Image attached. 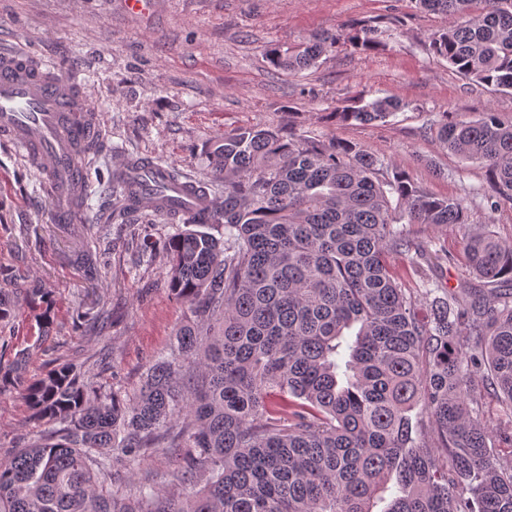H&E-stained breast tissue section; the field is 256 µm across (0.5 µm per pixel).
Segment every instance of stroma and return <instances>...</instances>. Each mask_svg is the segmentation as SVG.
<instances>
[{"label":"stroma","mask_w":512,"mask_h":512,"mask_svg":"<svg viewBox=\"0 0 512 512\" xmlns=\"http://www.w3.org/2000/svg\"><path fill=\"white\" fill-rule=\"evenodd\" d=\"M359 20L377 22L379 50L366 54L341 42L296 75L265 57L267 47L332 36ZM447 23L411 0H151L139 16L124 0H0V50L24 45L59 76L80 73L102 144L88 167L86 221L62 224L41 173L0 141V267L11 273V287L45 288L54 315L44 337L26 304L19 318L0 323V341L8 344L0 357L30 353L24 375L0 392V458L54 429L24 399L34 379L67 364L80 383L134 398L190 316L167 285L163 244L174 224L149 211L112 221L96 193L112 176V150L212 182L207 149L217 136L285 128L360 144L438 197L488 188L485 169L448 152L429 126L442 112L476 119L493 110L511 118L512 94L462 78L433 54L431 40ZM361 95L390 97L404 108L384 123H336L332 111ZM212 184L215 200H223V183ZM409 230L423 243L445 245L450 262L432 269L443 286L468 278L454 232L421 224Z\"/></svg>","instance_id":"stroma-1"}]
</instances>
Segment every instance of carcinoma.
Masks as SVG:
<instances>
[{
    "instance_id": "cac0c4a2",
    "label": "carcinoma",
    "mask_w": 512,
    "mask_h": 512,
    "mask_svg": "<svg viewBox=\"0 0 512 512\" xmlns=\"http://www.w3.org/2000/svg\"><path fill=\"white\" fill-rule=\"evenodd\" d=\"M448 18L431 49L466 79L512 92V0H414ZM357 21L334 37L271 47V66H314L343 39L382 46ZM401 110L359 96L336 109L368 125ZM430 130L489 173L475 193L512 202V119L439 114ZM224 202L185 211L169 235L168 280L192 318L149 367L137 396L78 383L69 366L25 399L64 432L0 458V512H512V241L469 222L468 197L427 193L356 143L240 128L210 145ZM140 212L112 179V214ZM224 224V242L191 229ZM458 232L479 288L429 277L432 251L398 228ZM415 254L417 288L394 258ZM51 319L49 293L26 292ZM0 288V322L17 317ZM501 417L483 420L482 393ZM163 448L177 466L124 482Z\"/></svg>"
}]
</instances>
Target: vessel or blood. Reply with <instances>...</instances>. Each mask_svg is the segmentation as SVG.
Returning a JSON list of instances; mask_svg holds the SVG:
<instances>
[{
	"instance_id": "1",
	"label": "vessel or blood",
	"mask_w": 512,
	"mask_h": 512,
	"mask_svg": "<svg viewBox=\"0 0 512 512\" xmlns=\"http://www.w3.org/2000/svg\"><path fill=\"white\" fill-rule=\"evenodd\" d=\"M97 131V117L76 78L47 72L23 49L0 53V140L22 150L45 175L52 207L62 223L82 221L77 202L87 186L88 173L81 147L95 138ZM116 169L139 181L142 209L216 207L198 187L169 182L161 168L143 171L121 157Z\"/></svg>"
}]
</instances>
